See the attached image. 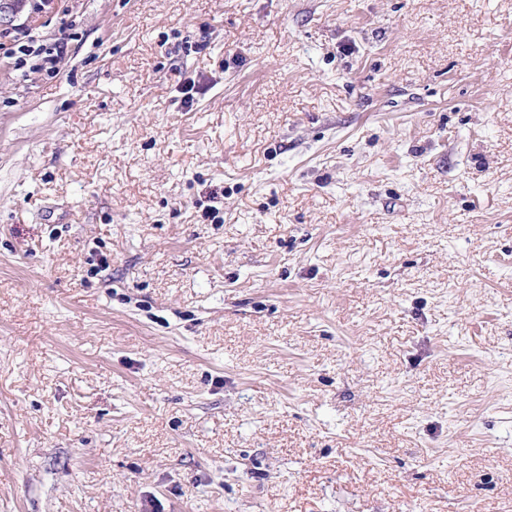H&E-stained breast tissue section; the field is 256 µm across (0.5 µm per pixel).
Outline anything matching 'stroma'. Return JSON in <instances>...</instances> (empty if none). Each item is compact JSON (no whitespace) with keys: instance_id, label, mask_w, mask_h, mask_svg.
Instances as JSON below:
<instances>
[{"instance_id":"35a3bbf8","label":"stroma","mask_w":512,"mask_h":512,"mask_svg":"<svg viewBox=\"0 0 512 512\" xmlns=\"http://www.w3.org/2000/svg\"><path fill=\"white\" fill-rule=\"evenodd\" d=\"M17 28L0 512H512V0ZM68 42L65 38L53 42L38 40L35 35L25 32L14 40V45L7 50L8 57L14 60L15 70L26 76V69L31 61L36 63L31 67L53 73L57 63L64 57Z\"/></svg>"}]
</instances>
